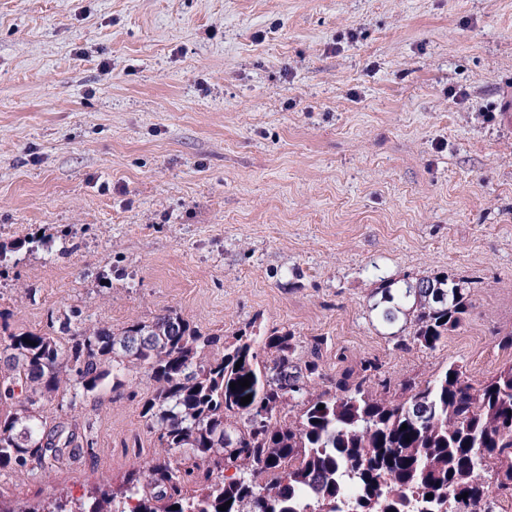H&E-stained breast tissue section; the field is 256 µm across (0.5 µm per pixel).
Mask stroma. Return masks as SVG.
I'll return each mask as SVG.
<instances>
[{
    "instance_id": "obj_1",
    "label": "stroma",
    "mask_w": 512,
    "mask_h": 512,
    "mask_svg": "<svg viewBox=\"0 0 512 512\" xmlns=\"http://www.w3.org/2000/svg\"><path fill=\"white\" fill-rule=\"evenodd\" d=\"M511 97L512 0H0V314L255 321L304 357L324 339L320 390L366 359L396 388L452 362L482 383L512 363ZM427 275L473 305L395 349L371 296ZM132 375L76 400L77 459L0 491L119 487L156 446Z\"/></svg>"
}]
</instances>
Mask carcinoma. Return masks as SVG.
<instances>
[{"mask_svg":"<svg viewBox=\"0 0 512 512\" xmlns=\"http://www.w3.org/2000/svg\"><path fill=\"white\" fill-rule=\"evenodd\" d=\"M374 294L371 318L400 348L438 349L472 307L470 282L445 275L415 288L383 279ZM0 341L1 469L80 456L68 416L49 426L39 404L116 391L138 364L152 381L141 417L165 451L75 501L14 508L1 491L0 512H219L227 501L226 512H496L490 487L512 490V364L476 387L451 363L396 396L385 381L370 389L379 364L366 360L316 393L322 341L304 360L284 329L229 341L173 310L65 342L15 331L0 314ZM244 378L250 386L237 385ZM289 401L294 422L281 415Z\"/></svg>","mask_w":512,"mask_h":512,"instance_id":"carcinoma-1","label":"carcinoma"}]
</instances>
